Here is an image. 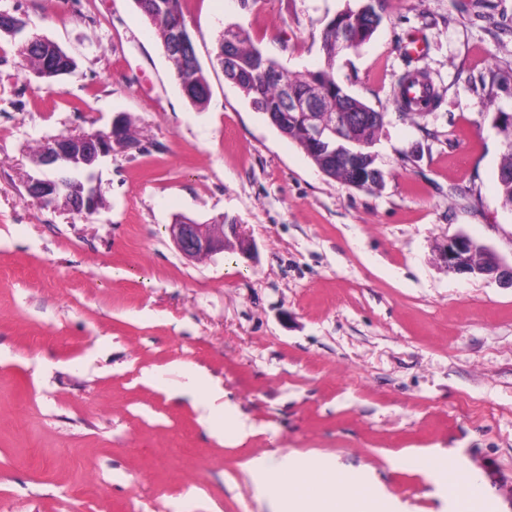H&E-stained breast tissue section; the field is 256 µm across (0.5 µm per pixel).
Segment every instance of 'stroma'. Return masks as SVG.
I'll return each mask as SVG.
<instances>
[{
  "label": "stroma",
  "mask_w": 512,
  "mask_h": 512,
  "mask_svg": "<svg viewBox=\"0 0 512 512\" xmlns=\"http://www.w3.org/2000/svg\"><path fill=\"white\" fill-rule=\"evenodd\" d=\"M383 0L334 74L382 112V187L325 176L212 60L237 24L288 71L321 61L347 0H184L210 100L197 110L133 0H0L76 62L41 79L0 39V512H268L242 469L264 452L374 470L380 512H450L406 454L443 448L512 512V288L444 267L464 234L512 264L497 172L512 114V0ZM426 70L424 118L393 87ZM131 123L142 151L93 170L85 217L25 185L50 136ZM179 215L242 224L252 258L188 260ZM205 369L251 424L219 443L176 394ZM163 373L168 389L146 376ZM418 86H422L426 92L422 107H419L417 101L408 96V90ZM396 99L400 107L408 114L425 116L427 113L425 111L437 102L434 85L427 71L415 69L403 74L398 80Z\"/></svg>",
  "instance_id": "stroma-1"
}]
</instances>
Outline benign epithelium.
<instances>
[{"instance_id": "obj_1", "label": "benign epithelium", "mask_w": 512, "mask_h": 512, "mask_svg": "<svg viewBox=\"0 0 512 512\" xmlns=\"http://www.w3.org/2000/svg\"><path fill=\"white\" fill-rule=\"evenodd\" d=\"M286 107L291 112L305 113L306 126L303 135L308 144L316 147L323 155L340 160L349 168L357 182H363L360 151L352 148L353 130L358 118L349 108H342L326 119H317V101L310 97L300 100L295 96L286 98ZM118 126L113 123L110 129L94 138H65L63 147L53 151L39 153L35 163L55 172L50 179L36 178L27 182L26 192L36 198L46 208L57 207L58 189H65L64 197L68 210L76 212L93 211L99 206L98 187L88 180L75 177V173L85 171L99 158L112 154L116 148L140 150L141 145L129 144L117 133ZM171 238L178 251L186 258L193 259L222 251L227 245V236H232L241 244L243 256L250 255L251 244L241 232L239 224H198L181 219L169 225ZM474 240L460 234L449 239L441 249V257L449 270L457 273L476 272L497 279L501 284L512 288V266L495 261L490 268H470L469 256L473 251Z\"/></svg>"}]
</instances>
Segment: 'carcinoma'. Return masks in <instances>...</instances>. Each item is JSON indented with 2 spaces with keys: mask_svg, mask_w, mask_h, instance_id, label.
I'll return each mask as SVG.
<instances>
[{
  "mask_svg": "<svg viewBox=\"0 0 512 512\" xmlns=\"http://www.w3.org/2000/svg\"><path fill=\"white\" fill-rule=\"evenodd\" d=\"M134 3L148 21L165 55L171 61L175 79L185 98L195 107H205L209 101V84L197 57L191 34H186L187 46L184 49H169V23L175 19H184L181 0H134ZM345 27L351 28L355 33V48L367 42L376 31V28L365 25L363 15H338L332 18L321 34L323 61L319 66L301 74L289 72L279 80H263L258 77L260 69L274 68L279 66V63L255 46L250 36L242 37L232 46V52L238 58L239 90L260 113L270 112L276 115L287 111L284 101L287 92L298 98H317V115L321 118L341 108L348 98L358 111H373V108L362 101L349 97L334 76V49ZM21 52L31 68L45 79H53L75 69L74 59L47 38L42 41H34L30 37L25 39ZM396 99L408 114L425 116L426 110L437 102L434 85L427 71L415 69L403 74L398 80ZM500 127L505 134V153L498 168L497 178L502 203L512 206V123L504 118L500 121ZM382 129L383 124L374 122L363 123L355 129V140L364 150L370 165L374 164L371 149ZM313 163L319 166L326 176L348 187L351 186L349 173L344 167L336 165V159L323 162L320 156L316 155Z\"/></svg>",
  "mask_w": 512,
  "mask_h": 512,
  "instance_id": "carcinoma-1",
  "label": "carcinoma"
}]
</instances>
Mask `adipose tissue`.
<instances>
[{
	"label": "adipose tissue",
	"mask_w": 512,
	"mask_h": 512,
	"mask_svg": "<svg viewBox=\"0 0 512 512\" xmlns=\"http://www.w3.org/2000/svg\"><path fill=\"white\" fill-rule=\"evenodd\" d=\"M199 421L216 439L247 437L250 426L216 407V392L206 382L193 391ZM418 470L448 497L453 512H479L490 496L484 479L456 464L448 455L429 452L416 458ZM246 468L258 496L272 502L274 512H376L378 491L369 471L350 470L335 456L263 453L248 459ZM348 493L340 497L337 486Z\"/></svg>",
	"instance_id": "1"
}]
</instances>
